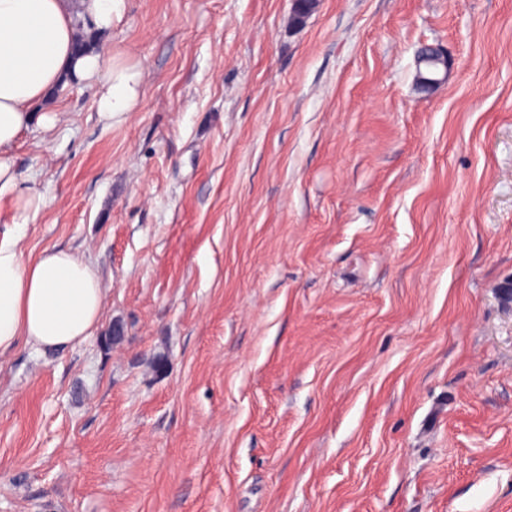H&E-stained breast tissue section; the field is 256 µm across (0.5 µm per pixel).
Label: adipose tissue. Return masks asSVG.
Segmentation results:
<instances>
[{
  "label": "adipose tissue",
  "instance_id": "1",
  "mask_svg": "<svg viewBox=\"0 0 512 512\" xmlns=\"http://www.w3.org/2000/svg\"><path fill=\"white\" fill-rule=\"evenodd\" d=\"M125 0H0V198L32 203L37 195L14 169L12 149L34 118L54 122L43 106L67 81L97 87L98 116L122 120L138 99L142 74L98 52L74 55V16L99 31L121 18ZM104 292L96 268L78 254L47 249L24 261L19 238L0 239V356L19 341L61 351L96 328Z\"/></svg>",
  "mask_w": 512,
  "mask_h": 512
}]
</instances>
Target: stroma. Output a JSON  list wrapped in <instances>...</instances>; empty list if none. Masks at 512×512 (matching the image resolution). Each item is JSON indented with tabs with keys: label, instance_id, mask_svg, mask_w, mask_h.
Instances as JSON below:
<instances>
[{
	"label": "stroma",
	"instance_id": "1",
	"mask_svg": "<svg viewBox=\"0 0 512 512\" xmlns=\"http://www.w3.org/2000/svg\"><path fill=\"white\" fill-rule=\"evenodd\" d=\"M292 9L126 0L133 111L14 147L0 237L105 302L0 357V512H512V0ZM427 50L435 51L439 49L428 46L418 55V62L423 65L425 76L418 73L416 78L418 79L417 84L423 89L435 88L437 85L441 84L447 76V61L444 56L442 55V59L440 60L437 54H429L425 52ZM441 68L444 70L443 73H441Z\"/></svg>",
	"mask_w": 512,
	"mask_h": 512
}]
</instances>
